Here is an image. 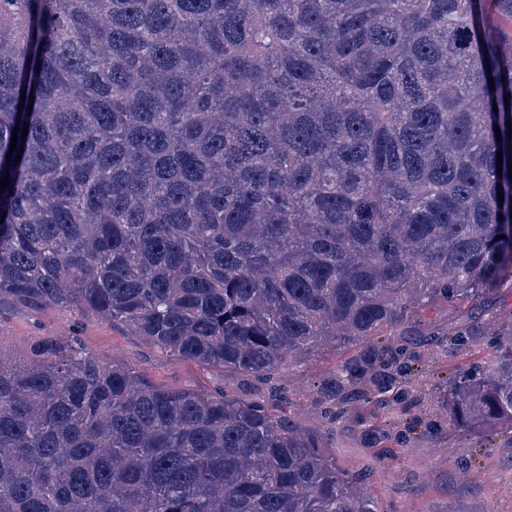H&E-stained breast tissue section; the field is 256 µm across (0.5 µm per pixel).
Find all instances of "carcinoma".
<instances>
[{
    "mask_svg": "<svg viewBox=\"0 0 512 512\" xmlns=\"http://www.w3.org/2000/svg\"><path fill=\"white\" fill-rule=\"evenodd\" d=\"M510 123L512 0H0V302L252 377L354 344L335 395L386 407L391 337L464 311L448 344L493 354L441 409L512 448V320L475 316L512 289ZM279 409L39 338L0 359V512H380Z\"/></svg>",
    "mask_w": 512,
    "mask_h": 512,
    "instance_id": "carcinoma-1",
    "label": "carcinoma"
}]
</instances>
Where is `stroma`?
I'll use <instances>...</instances> for the list:
<instances>
[{"instance_id": "obj_1", "label": "stroma", "mask_w": 512, "mask_h": 512, "mask_svg": "<svg viewBox=\"0 0 512 512\" xmlns=\"http://www.w3.org/2000/svg\"><path fill=\"white\" fill-rule=\"evenodd\" d=\"M447 321V310L438 308L416 326L422 365L411 382L415 402L396 414L382 407L376 410L378 417L392 415L417 424L410 443L394 448L376 445L368 425L358 422L362 400H352L336 417L323 414L328 403L319 388L349 357L346 349H325L305 360L284 363L269 383L185 360L108 321L91 319L76 329L62 310H31L5 301L0 303V358L23 360L35 338L65 336L74 329L83 351L105 365L121 361L160 388L221 390L244 403L278 397L291 423H305L320 433L341 466L368 474L383 512H475L480 503L488 512H512V450L496 449L465 473L461 470L465 437L446 425L423 427L424 421L437 418L447 381L487 359L483 346L462 351L449 347L439 333Z\"/></svg>"}]
</instances>
